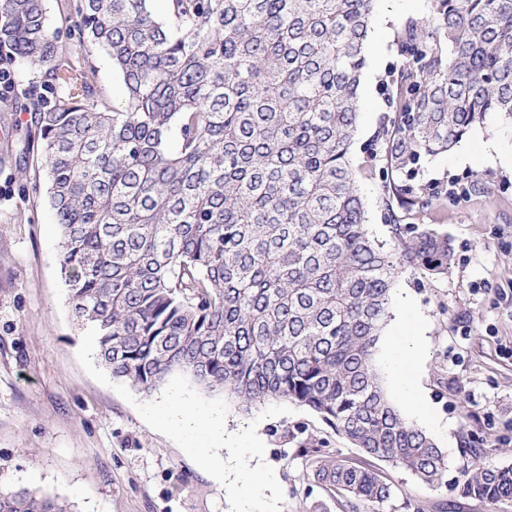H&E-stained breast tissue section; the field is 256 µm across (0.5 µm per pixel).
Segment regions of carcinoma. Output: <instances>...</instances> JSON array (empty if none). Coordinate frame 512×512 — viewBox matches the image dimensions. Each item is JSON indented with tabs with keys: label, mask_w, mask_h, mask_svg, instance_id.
<instances>
[{
	"label": "carcinoma",
	"mask_w": 512,
	"mask_h": 512,
	"mask_svg": "<svg viewBox=\"0 0 512 512\" xmlns=\"http://www.w3.org/2000/svg\"><path fill=\"white\" fill-rule=\"evenodd\" d=\"M66 0L70 39L44 0H0V46L38 72L51 105L31 113L73 315L112 377L149 394L174 373L245 408L286 399L318 414L370 458L432 486L445 469L373 363L395 274H448V237L391 224L372 238L351 147L376 0ZM124 94L97 91L92 53ZM405 63L378 133L383 188L490 112L512 118V0H432L401 24ZM462 493L512 499V467L470 449ZM314 476L349 512L392 495L376 472L316 457ZM0 512H74L26 489Z\"/></svg>",
	"instance_id": "1"
}]
</instances>
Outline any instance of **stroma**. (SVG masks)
I'll list each match as a JSON object with an SVG mask.
<instances>
[{
	"label": "stroma",
	"instance_id": "35a3bbf8",
	"mask_svg": "<svg viewBox=\"0 0 512 512\" xmlns=\"http://www.w3.org/2000/svg\"><path fill=\"white\" fill-rule=\"evenodd\" d=\"M431 0H377L373 37L360 86L359 132L352 148L363 162L381 117L390 112L388 72L401 68V23L424 18ZM0 112V492L21 489L73 504L76 512H234L216 471L224 460L208 434L178 435L156 421L150 395L112 379L97 358L89 328L79 326L59 262L58 228L47 201L40 147L28 135L30 96ZM498 155H488L487 142ZM415 185L468 188L465 199L396 208L402 224H427L447 235L454 263L432 278L404 271L392 298L407 301L426 337L419 382L440 422L432 438L446 458L438 486L382 461L371 467L393 489L384 512H512V499L489 504L462 493L470 451L512 466V122L488 114L452 150L429 158ZM370 230L392 236L380 176L361 179ZM186 401L235 428L261 420L265 447L257 467L274 484V512L322 505L343 512L313 477L311 449L362 462L363 456L319 415L287 400L244 409L174 375Z\"/></svg>",
	"mask_w": 512,
	"mask_h": 512
}]
</instances>
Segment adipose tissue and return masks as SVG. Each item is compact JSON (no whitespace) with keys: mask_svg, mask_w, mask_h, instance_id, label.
I'll return each mask as SVG.
<instances>
[{"mask_svg":"<svg viewBox=\"0 0 512 512\" xmlns=\"http://www.w3.org/2000/svg\"><path fill=\"white\" fill-rule=\"evenodd\" d=\"M397 334L391 345L388 371L398 398L414 412L421 414L428 423L436 417L424 398L416 380V372L424 355L425 338L414 328L407 312H400L396 323ZM152 416L171 429L195 435L209 430L224 446V473L232 477V487L238 497L236 512H255L254 501L263 492L266 479L250 466L252 458L262 456L264 445L256 422L240 424L227 429L223 423L208 419L206 414L189 407L178 387H171L166 402L150 409Z\"/></svg>","mask_w":512,"mask_h":512,"instance_id":"obj_1","label":"adipose tissue"}]
</instances>
